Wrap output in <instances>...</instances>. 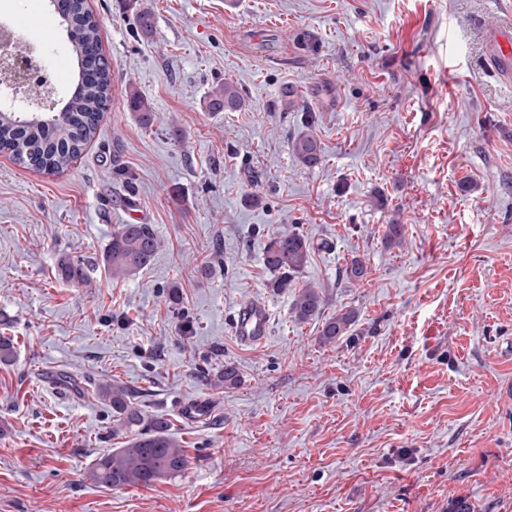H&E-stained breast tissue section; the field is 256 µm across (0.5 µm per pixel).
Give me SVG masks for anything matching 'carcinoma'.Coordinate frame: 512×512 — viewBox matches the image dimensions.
Here are the masks:
<instances>
[{
	"label": "carcinoma",
	"mask_w": 512,
	"mask_h": 512,
	"mask_svg": "<svg viewBox=\"0 0 512 512\" xmlns=\"http://www.w3.org/2000/svg\"><path fill=\"white\" fill-rule=\"evenodd\" d=\"M63 28L70 31L69 41L76 64L83 55L96 56L94 75L83 78L76 71L78 92L72 97V112L63 120L45 118L41 128L26 133L18 129L20 116L10 107L0 108V151L19 163L36 170L60 172L74 162L95 137L100 120L111 99L112 60L100 50L98 22L88 9L87 0H71ZM244 105L242 95L230 82L216 89L207 101L208 109L216 112H236ZM293 156L306 167L321 161V146L309 131H302L290 144ZM159 248V242L147 224H121L112 233L107 262L112 277L118 278L149 265ZM310 244L296 232L275 235L266 243V266L277 274L279 288L288 287L294 274L308 259ZM323 298L314 288L299 291L293 312L305 322L321 314ZM356 319L353 310L339 311L322 323L320 340L331 343L347 333ZM112 408L115 432H129L134 439L124 448L104 454L92 464L87 478L92 483L122 489L150 486L155 482L180 474L189 461L175 439L170 436V424L151 417L134 402L132 393L120 384L103 382L94 390Z\"/></svg>",
	"instance_id": "carcinoma-1"
}]
</instances>
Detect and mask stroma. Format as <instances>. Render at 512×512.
Segmentation results:
<instances>
[{"mask_svg":"<svg viewBox=\"0 0 512 512\" xmlns=\"http://www.w3.org/2000/svg\"><path fill=\"white\" fill-rule=\"evenodd\" d=\"M88 5L112 60L94 139L52 174L0 152V512H512V77L489 45L512 0ZM0 17L68 94L49 0H0ZM227 81L244 107L210 111ZM306 129L312 168L290 150ZM133 210L160 248L116 279L106 252ZM289 231L312 247L280 289L263 252ZM73 262L86 282L63 276ZM306 286L324 316L356 311L336 342L296 320ZM252 300L271 311L259 345L229 326ZM62 374L125 385L189 467L93 484L126 437ZM293 156L306 167H315L321 161L322 150L316 137L307 131H301L290 144Z\"/></svg>","mask_w":512,"mask_h":512,"instance_id":"35a3bbf8","label":"stroma"}]
</instances>
